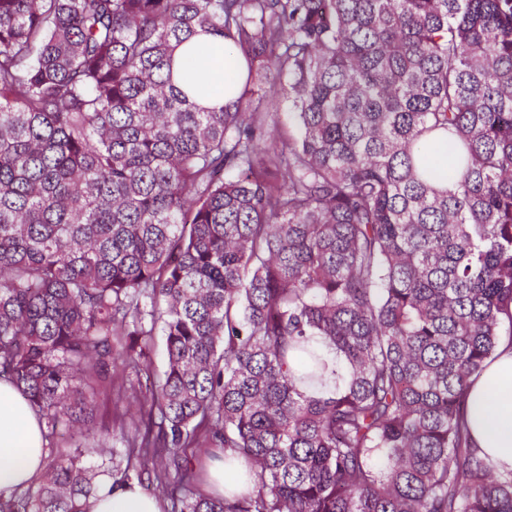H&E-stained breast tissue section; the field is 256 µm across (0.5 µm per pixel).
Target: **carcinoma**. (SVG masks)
I'll return each mask as SVG.
<instances>
[{"mask_svg": "<svg viewBox=\"0 0 512 512\" xmlns=\"http://www.w3.org/2000/svg\"><path fill=\"white\" fill-rule=\"evenodd\" d=\"M201 32L246 64L218 109L173 79ZM158 333L115 481L136 456L179 512H512L466 419L512 345V0H0V375L45 437L89 434ZM198 447L251 489L198 488ZM82 456L0 512H84Z\"/></svg>", "mask_w": 512, "mask_h": 512, "instance_id": "carcinoma-1", "label": "carcinoma"}]
</instances>
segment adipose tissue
I'll return each instance as SVG.
<instances>
[{
    "instance_id": "adipose-tissue-1",
    "label": "adipose tissue",
    "mask_w": 512,
    "mask_h": 512,
    "mask_svg": "<svg viewBox=\"0 0 512 512\" xmlns=\"http://www.w3.org/2000/svg\"><path fill=\"white\" fill-rule=\"evenodd\" d=\"M175 65L211 82L207 107L233 100L244 66L229 49L208 46L206 36L179 47ZM468 425L478 448L498 469L512 470V347L501 346L485 366L469 397ZM48 454L39 421L11 382L0 379V498L10 499L34 486ZM85 512H163L160 497L137 484H115L100 477L96 493L83 503Z\"/></svg>"
}]
</instances>
